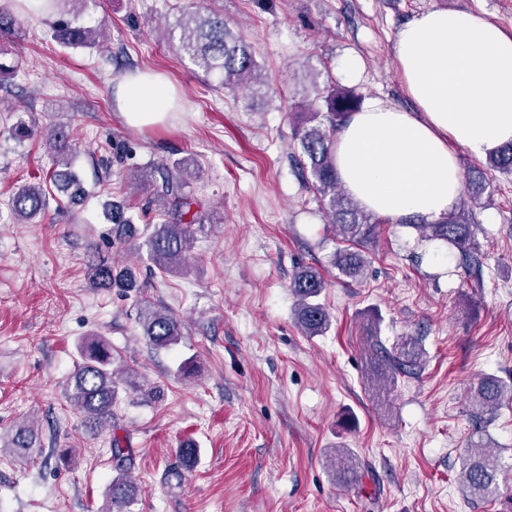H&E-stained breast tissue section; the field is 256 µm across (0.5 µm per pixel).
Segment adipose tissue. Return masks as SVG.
I'll list each match as a JSON object with an SVG mask.
<instances>
[{
    "instance_id": "adipose-tissue-1",
    "label": "adipose tissue",
    "mask_w": 512,
    "mask_h": 512,
    "mask_svg": "<svg viewBox=\"0 0 512 512\" xmlns=\"http://www.w3.org/2000/svg\"><path fill=\"white\" fill-rule=\"evenodd\" d=\"M394 53L417 109L373 99L353 113L336 132V173L365 211L431 222L460 196L453 146L479 157L512 141V35L481 14L435 9L397 31ZM118 97L126 123L141 127L169 111L173 90L160 76L129 75Z\"/></svg>"
}]
</instances>
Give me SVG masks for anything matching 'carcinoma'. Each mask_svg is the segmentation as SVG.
I'll return each instance as SVG.
<instances>
[{"instance_id":"1","label":"carcinoma","mask_w":512,"mask_h":512,"mask_svg":"<svg viewBox=\"0 0 512 512\" xmlns=\"http://www.w3.org/2000/svg\"><path fill=\"white\" fill-rule=\"evenodd\" d=\"M67 7L66 13L72 18H60L53 25V37L65 47H102L94 29L76 23L77 14L68 9L70 4H85L88 0H61ZM182 29L181 49L206 74L219 78V85L232 90L255 93L253 83L257 79L258 65L251 45L241 34L234 32L224 18L198 6L184 9L177 20ZM18 17L6 6L0 5V35L15 34ZM307 121L323 117L319 124L311 127L299 126L294 129L293 139L306 159L305 169L311 184L320 196L322 209L329 223L333 224L341 239L349 242H367L374 238L377 226L385 219L364 211L346 192L340 189L336 174L333 144L334 134L350 114L359 110L360 99L354 92L343 88L316 91L315 100ZM46 142L60 149L68 148V134L60 125L51 126L45 135ZM485 172L512 174V142L506 143L489 153ZM187 164L177 162L165 169L163 197L171 201V210L164 214L163 222L146 224L138 228L124 214L123 207L115 203L105 207L103 214L112 223V234L119 241H137L146 249L150 261L164 272L179 271L187 267L189 254L194 248L192 224L196 218L185 220L190 212L191 201L184 192L188 184ZM487 182L483 175L467 174L465 190L469 203H463L448 215L427 222L410 217L405 224L426 234L431 240H440L459 251L467 262L475 259L477 243L475 238V217L473 204L485 192ZM63 191L71 192L77 198L85 193L83 182L72 173L62 180ZM47 197L41 183L21 186L9 199V209L17 220L32 224L45 213ZM335 264L345 275L359 277L365 266L363 255L355 251L340 252ZM88 283L98 290L118 288L125 291L139 287L133 269H121L106 261L89 265ZM296 299V319L302 332L307 336H319L331 325V314L320 296L326 288L322 274L312 267L297 272L290 284ZM138 323L146 341L156 350L168 349L181 338V323L169 310L146 305L138 312ZM81 362L69 380L72 392L66 394L82 414L85 427L92 430L112 426V408L124 390L142 389L141 374L131 368L120 372L112 369L115 358L110 344L100 336L83 340L78 345ZM391 353L379 341L372 344V359L381 375L389 383L397 381L399 375L414 373L423 354L421 344L412 336L401 338ZM512 401V382H505L493 375L483 376L468 394L470 414L480 420L492 413L502 402ZM0 443L10 448L21 460H27V450L33 447V432L25 425H15L0 432ZM112 462L114 475L106 494L105 506L101 512H131L137 500V487L127 476L128 449L121 446L120 439L112 438ZM490 444L484 439L470 442L464 450L459 464V483L467 498L489 500L500 495L499 479L506 469L500 456L488 450ZM329 466L338 482L347 484L358 481L359 474L352 464L351 452L338 448L329 459Z\"/></svg>"}]
</instances>
